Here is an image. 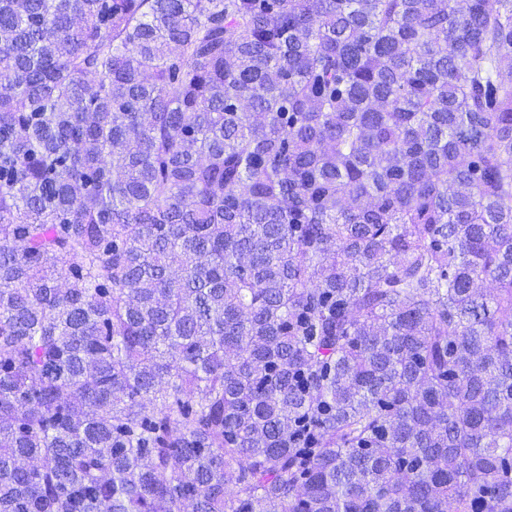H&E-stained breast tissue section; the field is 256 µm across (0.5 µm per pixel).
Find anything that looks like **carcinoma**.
Here are the masks:
<instances>
[{
  "mask_svg": "<svg viewBox=\"0 0 512 512\" xmlns=\"http://www.w3.org/2000/svg\"><path fill=\"white\" fill-rule=\"evenodd\" d=\"M0 79V512H512V0H0Z\"/></svg>",
  "mask_w": 512,
  "mask_h": 512,
  "instance_id": "carcinoma-1",
  "label": "carcinoma"
}]
</instances>
